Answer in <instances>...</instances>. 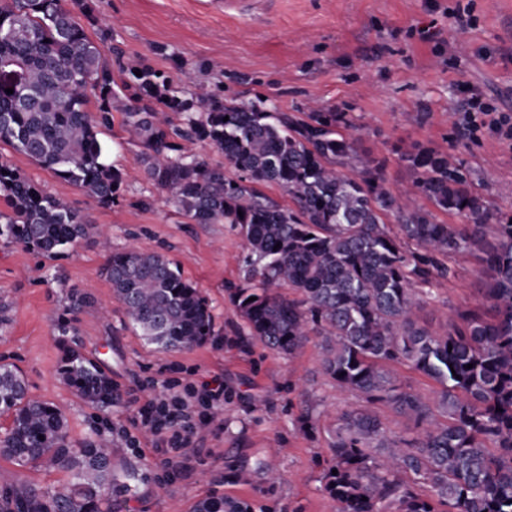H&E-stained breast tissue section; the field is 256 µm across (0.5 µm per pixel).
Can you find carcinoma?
<instances>
[{"label": "carcinoma", "instance_id": "1", "mask_svg": "<svg viewBox=\"0 0 512 512\" xmlns=\"http://www.w3.org/2000/svg\"><path fill=\"white\" fill-rule=\"evenodd\" d=\"M97 23L89 0H0V68L24 74L11 94L0 83V143L110 207L124 178L105 162L99 135L121 112L148 180L179 214L239 231L243 277L253 286L228 296L247 335L288 356L317 339L325 375L364 402L329 432L322 479L337 512H512V215L487 232L492 215L469 172L435 149L402 155L414 179L397 196L381 162L359 153L360 135L345 133L352 124L344 113L300 119L261 101L178 89L147 65L108 59L112 36L94 41L86 31ZM197 142L221 151L225 166L195 153ZM266 184L293 206L267 196ZM420 197L467 224L437 222ZM0 200V238L11 243L53 254L88 233L67 200L1 157ZM387 212L398 218L394 230ZM463 252L484 268L480 305L439 333L417 326L422 286L451 276L448 256ZM106 276L133 328L158 349H190L211 335L206 299L165 256L113 252ZM394 364L439 385L435 400L398 384ZM60 379L88 403L112 405V380L89 359L67 354ZM376 403L413 421L412 434H388L370 409ZM2 416L11 424L0 457L66 471L70 481L55 491L25 486L0 512H112L126 485L112 474L111 450L74 447L64 413L30 396L11 364H0ZM192 512L251 509L209 496Z\"/></svg>", "mask_w": 512, "mask_h": 512}]
</instances>
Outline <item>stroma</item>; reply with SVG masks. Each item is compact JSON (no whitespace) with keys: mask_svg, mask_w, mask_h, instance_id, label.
Wrapping results in <instances>:
<instances>
[{"mask_svg":"<svg viewBox=\"0 0 512 512\" xmlns=\"http://www.w3.org/2000/svg\"><path fill=\"white\" fill-rule=\"evenodd\" d=\"M207 2L99 0L100 28L127 64L174 78L190 71L193 92L261 96L297 115L314 102L347 113L360 129L361 153L384 163L392 193L413 180L403 153L448 151L491 211L512 214V147L484 131L456 139L469 89L512 112V0H471L477 24L464 30L448 15L453 0H279L261 25L224 17ZM101 140L107 163L124 176L109 208L0 144L1 157L66 199L90 226L53 255L0 240V363L17 366L31 395L65 413L73 445L92 438L110 446L112 471L128 485L113 512H189L211 494L243 499L253 512H336L322 480L328 431L361 397L323 374L317 342L288 357L246 336L227 294L245 285L242 237L226 224L186 223L145 177L122 113H113ZM103 235L116 251L165 255L207 299L211 336L182 352L139 336L105 277ZM448 264L452 275L433 285L416 312L432 330L482 299V265L470 255ZM73 349L112 379L119 398L111 406H89L61 382L59 368ZM168 364L199 381L224 380V404L197 435L203 462L178 476L167 472L152 436L134 428L126 398L135 385L151 387ZM311 402L319 422L309 431L299 414ZM127 432L136 445L126 444Z\"/></svg>","mask_w":512,"mask_h":512,"instance_id":"35a3bbf8","label":"stroma"}]
</instances>
